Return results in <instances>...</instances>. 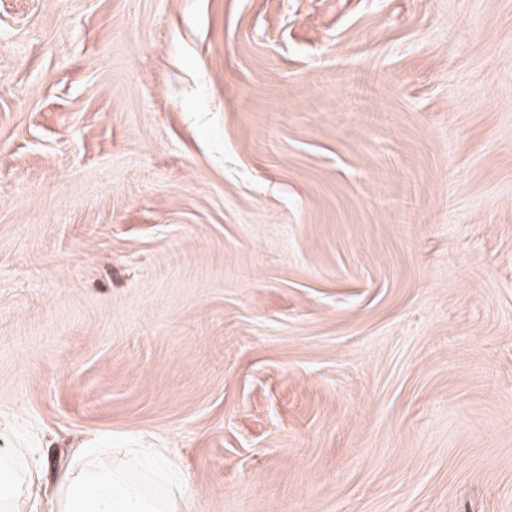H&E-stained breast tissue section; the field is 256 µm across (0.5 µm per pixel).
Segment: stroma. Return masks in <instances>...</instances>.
<instances>
[{"label": "stroma", "mask_w": 512, "mask_h": 512, "mask_svg": "<svg viewBox=\"0 0 512 512\" xmlns=\"http://www.w3.org/2000/svg\"><path fill=\"white\" fill-rule=\"evenodd\" d=\"M189 512H512V0H0V448Z\"/></svg>", "instance_id": "35a3bbf8"}]
</instances>
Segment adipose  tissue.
Returning a JSON list of instances; mask_svg holds the SVG:
<instances>
[{
  "label": "adipose tissue",
  "instance_id": "obj_1",
  "mask_svg": "<svg viewBox=\"0 0 512 512\" xmlns=\"http://www.w3.org/2000/svg\"><path fill=\"white\" fill-rule=\"evenodd\" d=\"M106 455L90 444L75 450L51 484L24 449L0 450V512H186L179 490L156 491L133 477L129 462Z\"/></svg>",
  "mask_w": 512,
  "mask_h": 512
}]
</instances>
